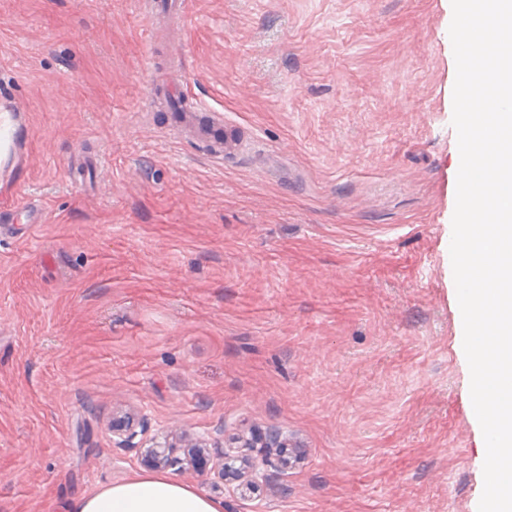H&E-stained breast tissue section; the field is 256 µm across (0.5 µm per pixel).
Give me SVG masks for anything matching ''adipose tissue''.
I'll use <instances>...</instances> for the list:
<instances>
[{"label":"adipose tissue","mask_w":512,"mask_h":512,"mask_svg":"<svg viewBox=\"0 0 512 512\" xmlns=\"http://www.w3.org/2000/svg\"><path fill=\"white\" fill-rule=\"evenodd\" d=\"M68 512H224V506L167 473L144 472L78 497Z\"/></svg>","instance_id":"1"}]
</instances>
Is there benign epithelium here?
<instances>
[{"label": "benign epithelium", "instance_id": "obj_1", "mask_svg": "<svg viewBox=\"0 0 512 512\" xmlns=\"http://www.w3.org/2000/svg\"><path fill=\"white\" fill-rule=\"evenodd\" d=\"M149 431L148 418L129 417L121 424L112 426V442L117 448L139 449L137 437ZM223 429L216 430L215 437H200L190 444L193 451L179 456V447L169 437L154 436L151 445L142 450L143 460L150 468L163 469L179 466L183 470H195L213 465L222 480L233 478L241 487L249 490L269 470H284L290 461L284 453L288 437L278 429H270L261 436L244 441L236 450H228L218 440ZM258 449V456L251 457L246 449Z\"/></svg>", "mask_w": 512, "mask_h": 512}]
</instances>
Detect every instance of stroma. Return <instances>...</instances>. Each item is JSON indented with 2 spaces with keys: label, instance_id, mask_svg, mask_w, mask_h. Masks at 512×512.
Segmentation results:
<instances>
[{
  "label": "stroma",
  "instance_id": "stroma-1",
  "mask_svg": "<svg viewBox=\"0 0 512 512\" xmlns=\"http://www.w3.org/2000/svg\"><path fill=\"white\" fill-rule=\"evenodd\" d=\"M451 0H0V512L271 427L224 512H478ZM148 431L147 417H128L122 424L112 425V442L117 448L135 450L142 448L143 460L150 468L180 466L185 471H191L206 468L212 463L214 471H217L218 477L223 481L232 477L243 482L238 488L242 492L244 487L250 490L259 478L265 477L266 471L271 469L281 471L287 469L290 464L283 451V448H288V437L278 429L267 430L260 437L244 441L238 450L223 448V444L217 437H200L187 446V448H193L192 454L187 450L183 458L178 455L180 447L171 442L168 436H153L148 448L140 446L141 439L135 440L138 436H145ZM246 448L261 449L257 457H250L249 454L244 453ZM237 461L242 467H235Z\"/></svg>",
  "mask_w": 512,
  "mask_h": 512
}]
</instances>
